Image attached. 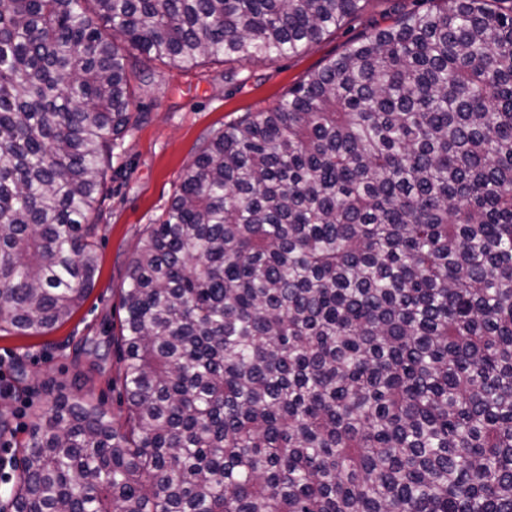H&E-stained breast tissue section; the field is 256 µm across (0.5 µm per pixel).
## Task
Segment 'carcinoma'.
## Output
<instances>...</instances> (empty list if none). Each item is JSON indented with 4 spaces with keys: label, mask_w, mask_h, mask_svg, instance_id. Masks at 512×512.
Returning a JSON list of instances; mask_svg holds the SVG:
<instances>
[{
    "label": "carcinoma",
    "mask_w": 512,
    "mask_h": 512,
    "mask_svg": "<svg viewBox=\"0 0 512 512\" xmlns=\"http://www.w3.org/2000/svg\"><path fill=\"white\" fill-rule=\"evenodd\" d=\"M365 2L0 0V331L94 288L141 59ZM434 3L201 138L122 289L124 420L34 412L0 512H512V0Z\"/></svg>",
    "instance_id": "cac0c4a2"
}]
</instances>
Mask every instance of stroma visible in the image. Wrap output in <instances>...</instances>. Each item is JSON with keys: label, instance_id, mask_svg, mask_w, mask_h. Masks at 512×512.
<instances>
[{"label": "stroma", "instance_id": "1", "mask_svg": "<svg viewBox=\"0 0 512 512\" xmlns=\"http://www.w3.org/2000/svg\"><path fill=\"white\" fill-rule=\"evenodd\" d=\"M426 0H367L364 10L319 44L273 61L194 68L145 63L148 84L137 96L135 120L112 152L107 193L97 218L99 272L88 297L45 334L0 332V502L8 497L15 448L26 439L33 411L63 391L90 395L123 419L115 384L119 361L112 344L121 292L146 225L168 208L202 136L243 112L267 111L288 88L320 69L352 40L391 25Z\"/></svg>", "mask_w": 512, "mask_h": 512}]
</instances>
